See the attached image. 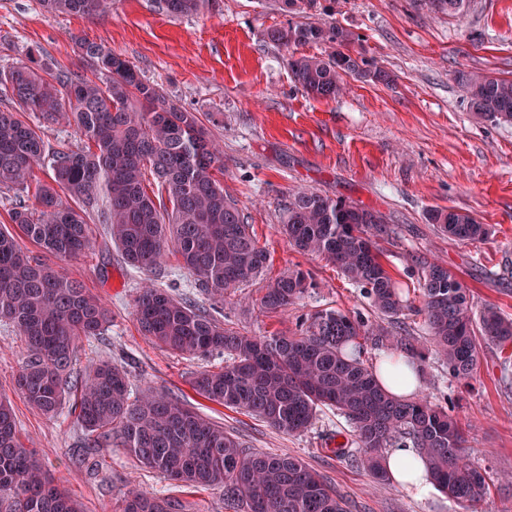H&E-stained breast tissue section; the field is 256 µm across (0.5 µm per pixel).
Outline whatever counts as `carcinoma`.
Listing matches in <instances>:
<instances>
[{"mask_svg":"<svg viewBox=\"0 0 512 512\" xmlns=\"http://www.w3.org/2000/svg\"><path fill=\"white\" fill-rule=\"evenodd\" d=\"M49 13L104 14L112 0H43ZM465 0H425L442 13L460 14ZM211 0H153L167 16L197 15ZM286 49L320 44L322 55L289 62L295 85L308 97L328 100L345 77L361 75L387 84L391 75L356 49L358 35L341 25L289 20L267 30ZM96 79L53 67L32 54L0 70V86L19 108L0 109V189L32 194L18 201L11 222L28 239L65 261L91 247L88 219L100 212L125 262L150 272L175 252L209 299L259 277L270 256L259 246L242 210L224 194V156L200 113L170 98L122 55L84 38L74 39ZM471 110L490 122H512V79L488 74L463 78ZM64 125L84 146L55 149L40 128ZM49 164L51 181L35 180ZM66 196L70 202L62 201ZM427 221L458 241L489 235L472 214L451 208L427 211ZM282 232L302 254H315L361 288L371 306L396 322L408 312L423 317L428 338L372 325L357 313L318 310L294 333L250 336L226 328L206 308L164 288L143 286L135 299L140 331L176 356L224 353L218 371L193 374L197 395L241 410L276 430L306 431L323 408L336 411L352 429L336 444L338 457L363 452L375 479H389L386 449L420 450L435 488L448 500L474 505L489 489L484 471L467 457L465 430L448 408L428 398L398 399L379 384L364 362L363 342L375 340L422 365L428 354L446 360L457 381L472 377L481 343L512 348V318L492 305L473 312L470 290L448 268L415 259L419 305L398 286L383 261L378 240L392 232L384 215L311 190L289 197ZM309 273L288 269L260 298L267 313L295 305L309 288ZM0 321L25 344L15 379L19 394L47 417L74 397L75 422L88 434L79 461L95 470L103 447L126 450L137 463L187 488H224L231 512H349L346 500L298 457L248 453L224 427L179 397L151 388L130 399L127 373L101 360L80 374L74 364L80 343L101 336L110 324L102 299L60 267L29 256L17 238L0 230ZM181 500L131 488L121 512H184ZM0 512H83L19 437L11 402L0 397Z\"/></svg>","mask_w":512,"mask_h":512,"instance_id":"carcinoma-1","label":"carcinoma"}]
</instances>
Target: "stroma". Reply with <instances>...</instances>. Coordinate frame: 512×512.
<instances>
[{"label":"stroma","mask_w":512,"mask_h":512,"mask_svg":"<svg viewBox=\"0 0 512 512\" xmlns=\"http://www.w3.org/2000/svg\"><path fill=\"white\" fill-rule=\"evenodd\" d=\"M319 2L309 21L337 23L359 35L367 58L393 75L390 85L352 77L336 99L307 97L290 77V51L265 37L285 21L276 0H215L209 10L181 18L154 12L150 0H112L105 16L56 17L47 15L41 0H0V69L35 51L56 67L92 76L72 42L80 36L121 54L178 103L203 113L224 152V192L272 259L265 275L215 304L176 255L149 274L133 269L106 225L93 224L91 249L64 266L107 303L112 324L104 335L83 341L76 366L112 361L128 373L132 396L149 387L172 393L223 425L246 451L301 458L346 497L351 512H512V385L501 379L494 345H484L465 385L436 358L423 365L421 394L466 422L468 458L490 477L486 497L472 508L435 490L415 498L393 482H377L362 463L336 458V435L348 425L335 411L323 410L308 431L287 435L203 399L189 379L223 367L224 355L176 357L138 329L134 303L148 280L194 298L246 335L289 333L299 319L330 308L378 323L360 288L322 257L298 253L281 233L288 199L301 188L380 211L396 229L380 247L397 281L417 288L416 278L406 274L412 257L437 262L469 288L474 310L494 305L512 318V123L475 116L459 83L460 75L476 71L512 79V0H469L456 16L430 13L418 0ZM436 207L470 212L488 226L489 236L467 243L448 239L426 219ZM295 266L309 272L313 288L286 313L264 312L262 288ZM23 354L19 336L0 322V395L10 399L23 441L84 512H117L132 485L178 498L187 512H226L223 488L178 486L121 448L101 449L100 475L76 463L86 433L69 410L44 417L14 389Z\"/></svg>","instance_id":"35a3bbf8"}]
</instances>
